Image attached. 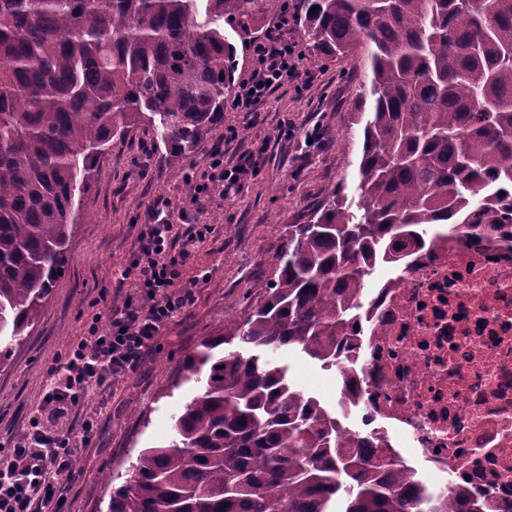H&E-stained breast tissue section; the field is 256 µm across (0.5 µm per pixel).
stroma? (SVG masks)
<instances>
[{
    "label": "stroma",
    "mask_w": 512,
    "mask_h": 512,
    "mask_svg": "<svg viewBox=\"0 0 512 512\" xmlns=\"http://www.w3.org/2000/svg\"><path fill=\"white\" fill-rule=\"evenodd\" d=\"M275 21L261 17L251 33L228 32L236 47V82L254 67L253 47ZM303 53L302 75L272 94L258 112L225 111L195 152L163 159L150 128L114 139L99 157L79 195V222L69 256L55 278L34 329L0 370V446L22 434L47 386V370L104 317L110 301L133 290L131 263L146 210L156 202L188 206V220L210 228L182 270L193 282L192 300L163 329L134 371L112 384L70 484L66 512H107L109 478L123 473L139 450L167 442L173 418L200 392V383L173 386L184 357L240 315L271 277L269 260L285 243L288 227L305 224L330 190L356 204L364 123L358 112L370 85L367 51L339 56L315 49L301 24L288 29ZM261 153L257 176L239 191L211 194L190 204V182L213 163L230 165L246 151ZM291 384L336 406L338 369H326L298 352L273 353Z\"/></svg>",
    "instance_id": "35a3bbf8"
}]
</instances>
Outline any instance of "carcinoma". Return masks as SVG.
<instances>
[{
    "label": "carcinoma",
    "mask_w": 512,
    "mask_h": 512,
    "mask_svg": "<svg viewBox=\"0 0 512 512\" xmlns=\"http://www.w3.org/2000/svg\"><path fill=\"white\" fill-rule=\"evenodd\" d=\"M282 0H0V367L67 260L75 194L116 137L147 124L165 156L224 119L236 49ZM316 10H311V7ZM326 55L367 46L357 212L336 191L288 225L267 288L202 340L205 375L167 444L143 448L108 512H438L389 448L344 437L266 349L332 368L365 279L411 227L512 224V0H295ZM252 351L224 352V346Z\"/></svg>",
    "instance_id": "obj_1"
}]
</instances>
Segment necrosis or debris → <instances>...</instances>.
Returning <instances> with one entry per match:
<instances>
[{
  "instance_id": "1",
  "label": "necrosis or debris",
  "mask_w": 512,
  "mask_h": 512,
  "mask_svg": "<svg viewBox=\"0 0 512 512\" xmlns=\"http://www.w3.org/2000/svg\"><path fill=\"white\" fill-rule=\"evenodd\" d=\"M395 257L357 316L338 407L436 499L454 483L495 512L512 503V226L443 224Z\"/></svg>"
}]
</instances>
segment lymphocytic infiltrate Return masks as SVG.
Listing matches in <instances>:
<instances>
[{"instance_id":"f902f5d3","label":"lymphocytic infiltrate","mask_w":512,"mask_h":512,"mask_svg":"<svg viewBox=\"0 0 512 512\" xmlns=\"http://www.w3.org/2000/svg\"><path fill=\"white\" fill-rule=\"evenodd\" d=\"M295 20L289 0L278 28L259 42L257 64L229 101L236 112H254L298 73L302 52L283 31ZM260 168L258 154L241 155L235 165L195 184V195L238 190ZM167 207L145 214L133 267L135 289L122 304L108 305L107 329L91 328L68 358L47 371L49 384L38 416L7 453L0 455V512H64L73 463L94 433L89 394L106 396L114 379L135 370L163 328L186 307L189 294L177 289L181 268L204 241L201 230L179 231Z\"/></svg>"}]
</instances>
